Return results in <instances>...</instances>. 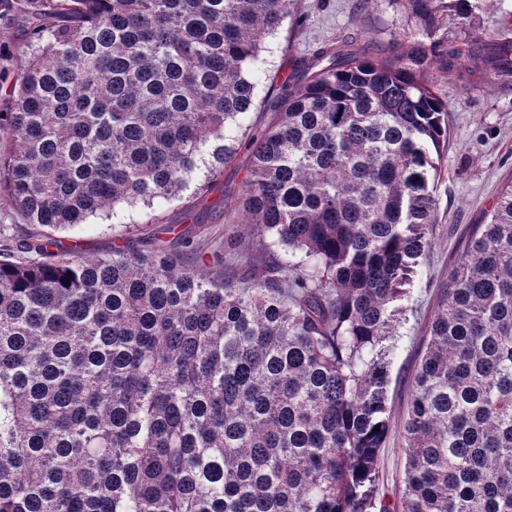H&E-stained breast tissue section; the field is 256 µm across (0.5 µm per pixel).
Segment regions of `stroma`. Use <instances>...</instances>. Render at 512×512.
<instances>
[{"label": "stroma", "instance_id": "35a3bbf8", "mask_svg": "<svg viewBox=\"0 0 512 512\" xmlns=\"http://www.w3.org/2000/svg\"><path fill=\"white\" fill-rule=\"evenodd\" d=\"M306 18L300 26L285 23L272 41L267 76L257 82L259 100L247 122L252 126L268 121L264 96L269 77L294 67L297 59L317 43L336 39L348 32L360 33L363 44L380 51L407 50L404 33L414 23L404 12L392 8L388 0H301ZM23 37L21 17L0 12V79L12 81L25 67L17 51ZM427 75L448 103L449 144L441 173L434 183L438 222L427 253L420 259L416 274L397 303L394 334L390 341L395 355L387 387V407L391 430L377 462L370 512H398L404 472L401 452V422L410 397L409 381L427 338V326L434 313L438 292L448 279L459 246L472 225L484 223L502 186L512 178V81L465 80L458 73L428 70ZM201 203L194 188H187L178 205L160 206L155 224L124 227L93 218L70 230L55 232L60 248L81 244L90 256L105 253L118 235L166 238V225L177 224L189 236L203 241L208 250L224 253L225 271L243 272L244 259H264L262 242L251 238L243 224L245 214L227 200L221 216L193 223Z\"/></svg>", "mask_w": 512, "mask_h": 512}]
</instances>
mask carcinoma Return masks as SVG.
<instances>
[{"mask_svg": "<svg viewBox=\"0 0 512 512\" xmlns=\"http://www.w3.org/2000/svg\"><path fill=\"white\" fill-rule=\"evenodd\" d=\"M410 49L340 39L256 107L300 0H0L29 24L0 98V200L49 230L191 183L248 150L241 206L268 261L235 281L170 226L99 256L0 248V512H366L390 431L393 303L430 244L448 103L424 75L512 79L494 0H388ZM402 425L401 512H512V182L473 226L427 328ZM506 12H512V0H500L490 10L481 12L472 32L485 40L498 38L503 33L499 20Z\"/></svg>", "mask_w": 512, "mask_h": 512, "instance_id": "obj_1", "label": "carcinoma"}]
</instances>
